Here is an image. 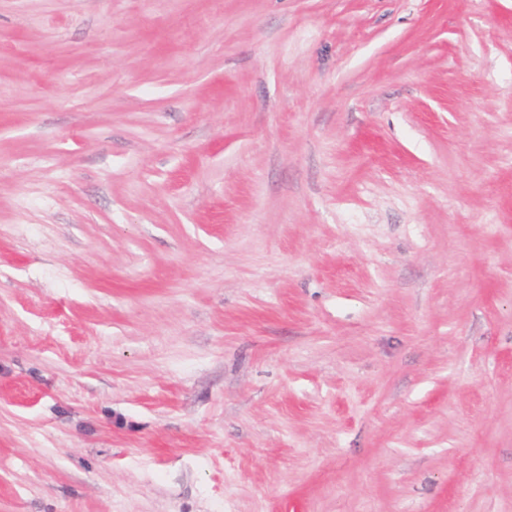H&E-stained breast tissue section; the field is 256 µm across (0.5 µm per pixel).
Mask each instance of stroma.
I'll use <instances>...</instances> for the list:
<instances>
[{"instance_id":"obj_1","label":"stroma","mask_w":512,"mask_h":512,"mask_svg":"<svg viewBox=\"0 0 512 512\" xmlns=\"http://www.w3.org/2000/svg\"><path fill=\"white\" fill-rule=\"evenodd\" d=\"M0 512H512V0H0Z\"/></svg>"}]
</instances>
